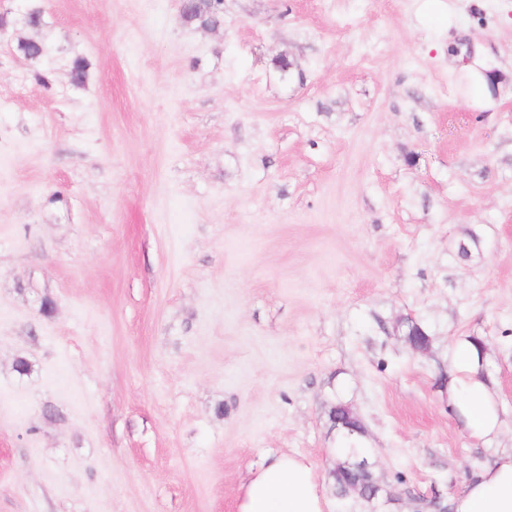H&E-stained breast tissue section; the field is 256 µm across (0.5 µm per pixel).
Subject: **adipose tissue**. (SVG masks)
I'll use <instances>...</instances> for the list:
<instances>
[{"instance_id":"1","label":"adipose tissue","mask_w":512,"mask_h":512,"mask_svg":"<svg viewBox=\"0 0 512 512\" xmlns=\"http://www.w3.org/2000/svg\"><path fill=\"white\" fill-rule=\"evenodd\" d=\"M477 367V348L459 343L451 358L448 398L475 433L488 436L503 424L504 412L477 378ZM452 506L454 512H512V450L481 468ZM238 512H323V495L310 465L282 456L249 480Z\"/></svg>"}]
</instances>
